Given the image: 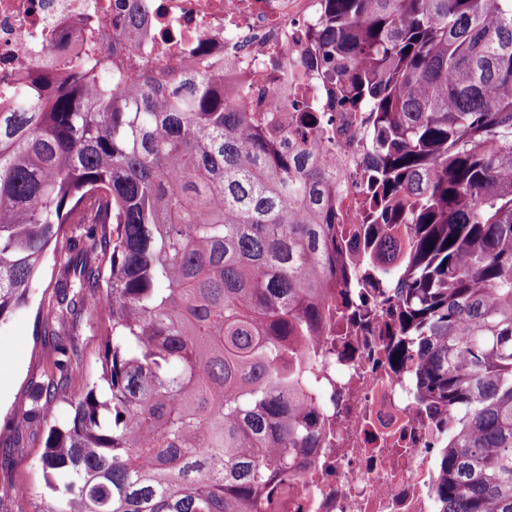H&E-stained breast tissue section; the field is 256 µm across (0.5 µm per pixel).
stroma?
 Instances as JSON below:
<instances>
[{"instance_id":"obj_1","label":"stroma","mask_w":512,"mask_h":512,"mask_svg":"<svg viewBox=\"0 0 512 512\" xmlns=\"http://www.w3.org/2000/svg\"><path fill=\"white\" fill-rule=\"evenodd\" d=\"M55 271L44 269L41 285L33 293L25 316L0 328V512H34L35 501L15 495V488L28 484L43 490L37 460L44 449L39 423L15 431L8 421L28 409L31 387L45 380L58 357L55 338L44 335L37 318L41 303L47 302Z\"/></svg>"}]
</instances>
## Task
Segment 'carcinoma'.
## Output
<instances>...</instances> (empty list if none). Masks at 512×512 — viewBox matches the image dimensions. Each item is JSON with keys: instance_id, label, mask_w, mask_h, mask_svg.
<instances>
[{"instance_id": "1", "label": "carcinoma", "mask_w": 512, "mask_h": 512, "mask_svg": "<svg viewBox=\"0 0 512 512\" xmlns=\"http://www.w3.org/2000/svg\"><path fill=\"white\" fill-rule=\"evenodd\" d=\"M116 29L90 30L120 42ZM319 101L250 112L224 65L180 72L85 50L0 104V326L46 259L63 336L31 389L46 429L36 512H262L314 447L303 390L330 289L390 306L394 364L443 419L434 512H512V0H320ZM368 141L367 245L321 149L332 112ZM104 325L76 400L75 336Z\"/></svg>"}]
</instances>
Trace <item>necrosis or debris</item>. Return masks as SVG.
Wrapping results in <instances>:
<instances>
[{
	"instance_id": "necrosis-or-debris-1",
	"label": "necrosis or debris",
	"mask_w": 512,
	"mask_h": 512,
	"mask_svg": "<svg viewBox=\"0 0 512 512\" xmlns=\"http://www.w3.org/2000/svg\"><path fill=\"white\" fill-rule=\"evenodd\" d=\"M147 20L104 53L131 59L149 53L157 66L195 67L201 56L224 63L228 94L246 91L250 111L292 109L319 88L316 77L297 85L286 73L307 47L318 0H144ZM122 0H0V73L15 82L42 57L40 38L63 41L67 60L84 51L89 18L110 21ZM328 150L339 168L348 224L360 221L366 144L346 113H337ZM371 312L350 322L331 316L314 342L322 386L308 393L320 427L317 448L296 473L267 496L264 512H433L437 421L414 395L410 365L381 357L388 337Z\"/></svg>"
}]
</instances>
